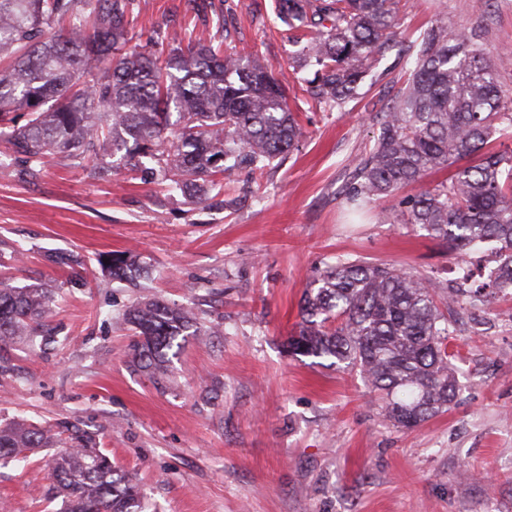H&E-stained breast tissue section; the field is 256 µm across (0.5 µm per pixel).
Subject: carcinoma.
I'll return each instance as SVG.
<instances>
[{
    "label": "carcinoma",
    "instance_id": "obj_1",
    "mask_svg": "<svg viewBox=\"0 0 512 512\" xmlns=\"http://www.w3.org/2000/svg\"><path fill=\"white\" fill-rule=\"evenodd\" d=\"M134 0H0V141L33 176L46 161L76 167L144 169L199 193L221 186L239 167L262 170L297 148L302 128L272 65L257 55L230 57L220 47L176 43L162 59L130 48ZM275 18L300 33L307 92L314 105L340 109L366 74L395 47L412 62L391 99L369 153L354 163L344 193L359 206L420 191L398 201L399 215L448 243L458 276L448 285L388 263L338 259L305 289L293 352L358 369L393 425L412 429L448 410L457 397L448 338L454 327L439 307L481 297L512 296V152L487 150L495 133L512 130V96L498 85L484 47L441 23L406 44L397 0H275ZM25 123L16 121V115ZM475 165L454 167L463 156ZM453 168L447 181L425 183ZM492 245L487 278L472 287L470 254ZM54 263L79 284L84 260L61 253ZM117 281L135 282L140 265L125 254L101 262ZM46 283L0 287V353L49 316ZM133 327L132 364L161 374L168 352L201 328L190 312L158 299L125 314ZM65 445L52 461L51 494L63 512H145L128 474L103 454L90 432L37 426L24 419L0 426V459H25Z\"/></svg>",
    "mask_w": 512,
    "mask_h": 512
}]
</instances>
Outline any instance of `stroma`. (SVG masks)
Instances as JSON below:
<instances>
[{
    "label": "stroma",
    "mask_w": 512,
    "mask_h": 512,
    "mask_svg": "<svg viewBox=\"0 0 512 512\" xmlns=\"http://www.w3.org/2000/svg\"><path fill=\"white\" fill-rule=\"evenodd\" d=\"M399 41L437 18L478 34L512 91V0H399ZM136 0L132 42L186 41L259 53L288 85L304 136L264 173L233 170L199 198L150 174L102 173L59 158L23 174L0 142V282L57 284L43 336L0 355V424L76 425L140 489L146 512H512V299L455 313L461 392L411 431L382 414L359 370L291 355L304 288L337 257L387 262L445 282L448 246L411 224H383L392 199L350 217L343 192L409 76L391 51L345 108L307 102L295 34L273 0ZM226 27L218 29L215 19ZM83 256V283L50 254ZM134 254L138 286L98 260ZM147 298L191 310L216 335L187 341L155 380L131 363L123 312ZM54 449L0 460L9 512H62L47 495Z\"/></svg>",
    "instance_id": "1"
}]
</instances>
